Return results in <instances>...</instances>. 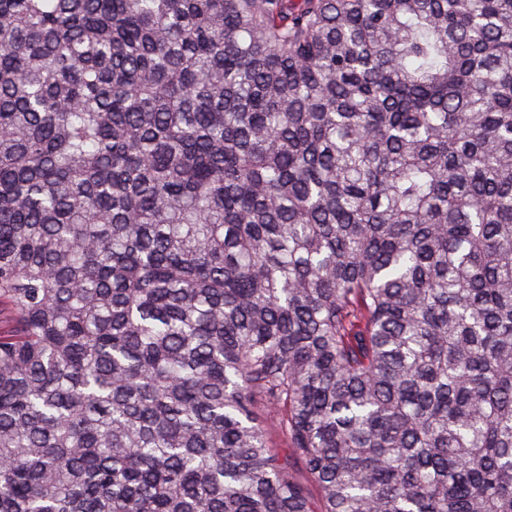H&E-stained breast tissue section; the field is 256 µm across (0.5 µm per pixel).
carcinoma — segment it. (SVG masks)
Instances as JSON below:
<instances>
[{"instance_id":"1","label":"carcinoma","mask_w":512,"mask_h":512,"mask_svg":"<svg viewBox=\"0 0 512 512\" xmlns=\"http://www.w3.org/2000/svg\"><path fill=\"white\" fill-rule=\"evenodd\" d=\"M0 512H512V0H0Z\"/></svg>"}]
</instances>
